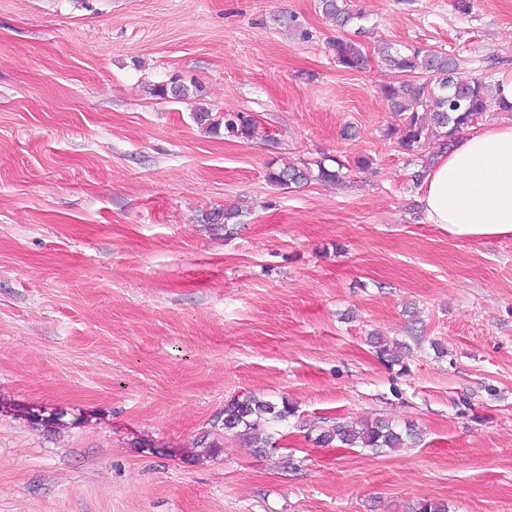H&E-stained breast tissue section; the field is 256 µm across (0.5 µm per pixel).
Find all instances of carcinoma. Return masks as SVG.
<instances>
[{"label":"carcinoma","instance_id":"1","mask_svg":"<svg viewBox=\"0 0 512 512\" xmlns=\"http://www.w3.org/2000/svg\"><path fill=\"white\" fill-rule=\"evenodd\" d=\"M321 11L335 26L344 28L364 15L348 7L347 0H320ZM336 62L341 67L354 71L366 68L370 59L360 46L351 40H336L331 43ZM377 56L391 69L402 76L396 84L383 89V95L395 109L402 124L401 143L410 150L420 146L431 137L441 140L442 150L455 144L458 135L471 126L492 108L502 112H512V104L501 101L495 87L483 78L473 75V61L456 54L435 53L413 47L398 51L383 42L378 45ZM157 96L175 99L192 93L202 96V86L186 85L179 77L172 76L168 81L155 86ZM194 121L208 131H217L219 125L240 139L252 140L259 135L255 120L242 113L227 112L224 122L216 120L209 109L200 107L194 112ZM337 168L331 169L323 162L316 163L317 170L309 164L284 166L269 169L268 181L280 187L298 185L311 180L336 182L344 168L339 160H334ZM239 216V211L231 207L213 209L205 214L203 222L216 231L223 230ZM293 415V409L283 400L275 403L254 395L230 399L224 405V433L249 443L259 444V451L275 448V425ZM416 432L408 425L400 429L389 422L362 424L358 427L337 423L320 431L315 438L319 445H329L336 441L342 447L367 448L376 454L397 452L408 447Z\"/></svg>","mask_w":512,"mask_h":512}]
</instances>
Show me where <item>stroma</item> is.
<instances>
[{
	"instance_id": "stroma-1",
	"label": "stroma",
	"mask_w": 512,
	"mask_h": 512,
	"mask_svg": "<svg viewBox=\"0 0 512 512\" xmlns=\"http://www.w3.org/2000/svg\"><path fill=\"white\" fill-rule=\"evenodd\" d=\"M349 3L364 52L512 69V0ZM341 34L318 0H0V512H512V236L427 222L437 145L388 135L400 76L338 66ZM174 74L203 97L156 96ZM324 159L341 181L267 180ZM249 394L294 408L274 453L224 432ZM378 419L417 444L314 441ZM224 130L236 138L246 140H253L259 135V127L255 120L239 112L224 114Z\"/></svg>"
}]
</instances>
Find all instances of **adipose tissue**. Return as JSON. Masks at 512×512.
Segmentation results:
<instances>
[{
  "mask_svg": "<svg viewBox=\"0 0 512 512\" xmlns=\"http://www.w3.org/2000/svg\"><path fill=\"white\" fill-rule=\"evenodd\" d=\"M421 191L429 223L451 235H512V124L488 126L439 157Z\"/></svg>",
  "mask_w": 512,
  "mask_h": 512,
  "instance_id": "adipose-tissue-1",
  "label": "adipose tissue"
}]
</instances>
